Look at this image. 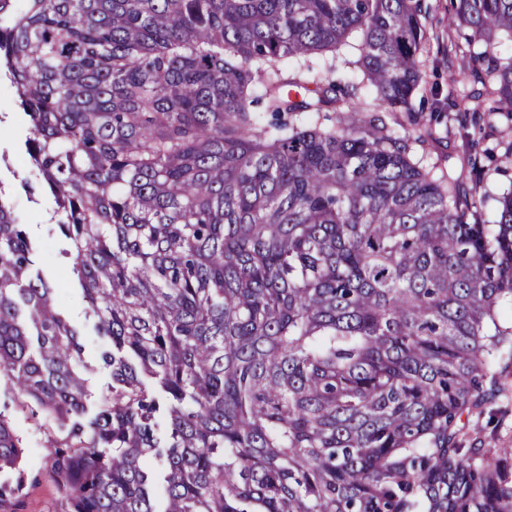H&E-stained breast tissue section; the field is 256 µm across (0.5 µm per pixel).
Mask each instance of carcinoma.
I'll use <instances>...</instances> for the list:
<instances>
[{"instance_id":"cac0c4a2","label":"carcinoma","mask_w":512,"mask_h":512,"mask_svg":"<svg viewBox=\"0 0 512 512\" xmlns=\"http://www.w3.org/2000/svg\"><path fill=\"white\" fill-rule=\"evenodd\" d=\"M0 0L83 301L79 332L0 200V372L60 437L64 512H512V448L462 446L512 349V190L494 219L423 165V0ZM512 120V0H455ZM362 35L340 83L305 60ZM0 413V503L22 489ZM61 308L80 332L81 340L85 345L84 356L90 366L87 378L93 396L91 400L94 401L106 391L112 382L110 370L99 359L101 351L106 346V341L97 335L94 316L87 311L86 303L83 301L77 285L62 293Z\"/></svg>"}]
</instances>
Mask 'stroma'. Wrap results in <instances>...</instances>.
<instances>
[{"mask_svg": "<svg viewBox=\"0 0 512 512\" xmlns=\"http://www.w3.org/2000/svg\"><path fill=\"white\" fill-rule=\"evenodd\" d=\"M451 0H425L427 13L422 19L426 47L419 57L424 74L415 99L416 111L436 129V140L420 146L427 165L450 171L467 197L481 202L486 215H493L497 199L512 188V168L505 165V152L512 147V127L489 120L487 99L463 96L476 82L465 67V41L460 28L449 21ZM0 199L25 224L35 248L34 267L45 278L69 273L62 251L65 239L51 222L52 197L38 183L28 167L25 141L29 122L16 103L9 79L0 80ZM61 308L81 334L85 346L87 373L93 396L103 394L111 375L99 356L106 345L95 330V319L87 309L79 288L63 292ZM507 395L488 403L481 415L465 417L464 445L482 443L486 448H512V361L498 364ZM0 411L7 415L23 441V489L19 497L0 512H62L63 501L51 475L47 452L55 436L52 420L32 415L21 396L14 393L6 377L0 376Z\"/></svg>", "mask_w": 512, "mask_h": 512, "instance_id": "stroma-1", "label": "stroma"}]
</instances>
